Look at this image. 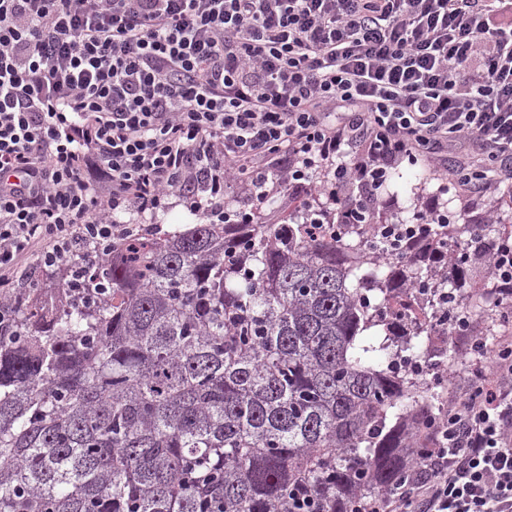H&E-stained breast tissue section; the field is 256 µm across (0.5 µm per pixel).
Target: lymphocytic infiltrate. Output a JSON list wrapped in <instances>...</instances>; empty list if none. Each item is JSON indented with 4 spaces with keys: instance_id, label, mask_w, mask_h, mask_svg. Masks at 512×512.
Returning <instances> with one entry per match:
<instances>
[{
    "instance_id": "1",
    "label": "lymphocytic infiltrate",
    "mask_w": 512,
    "mask_h": 512,
    "mask_svg": "<svg viewBox=\"0 0 512 512\" xmlns=\"http://www.w3.org/2000/svg\"><path fill=\"white\" fill-rule=\"evenodd\" d=\"M450 140L476 149L459 169L495 160L480 196L512 185V0H0V288L171 196L248 223L223 200L243 177L353 222ZM476 261L511 304L512 231ZM351 512H512V336L406 481Z\"/></svg>"
}]
</instances>
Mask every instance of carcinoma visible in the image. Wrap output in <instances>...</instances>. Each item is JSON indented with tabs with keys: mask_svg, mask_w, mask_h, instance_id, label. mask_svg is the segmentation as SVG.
<instances>
[{
	"mask_svg": "<svg viewBox=\"0 0 512 512\" xmlns=\"http://www.w3.org/2000/svg\"><path fill=\"white\" fill-rule=\"evenodd\" d=\"M207 224L130 236L0 291V512H348L422 460L438 396L390 370L417 328L470 321L468 227L371 260L373 224ZM60 299L43 302L47 285Z\"/></svg>",
	"mask_w": 512,
	"mask_h": 512,
	"instance_id": "cac0c4a2",
	"label": "carcinoma"
}]
</instances>
